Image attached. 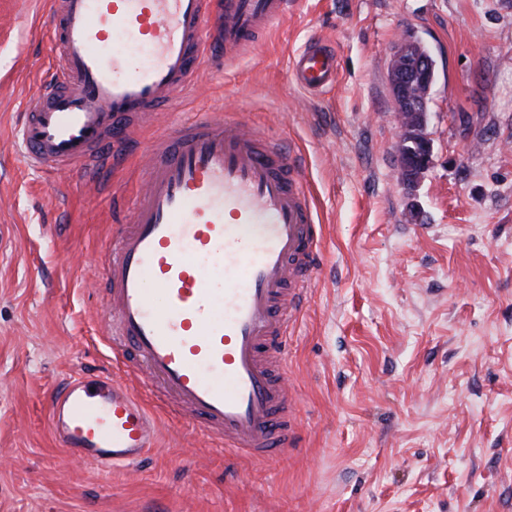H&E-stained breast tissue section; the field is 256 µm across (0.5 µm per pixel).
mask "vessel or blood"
<instances>
[{
    "instance_id": "1",
    "label": "vessel or blood",
    "mask_w": 512,
    "mask_h": 512,
    "mask_svg": "<svg viewBox=\"0 0 512 512\" xmlns=\"http://www.w3.org/2000/svg\"><path fill=\"white\" fill-rule=\"evenodd\" d=\"M289 0H52L60 58L24 105L20 156L36 169L112 163L133 121L169 111L207 56L235 50L288 14ZM336 52L311 39L295 83L336 81ZM128 226L105 248L100 314L114 349L225 451L272 463L296 419L284 379L288 330L311 292L322 227L295 159L221 112L174 124L144 152ZM51 434L108 475L158 444L157 418L106 372L72 375Z\"/></svg>"
}]
</instances>
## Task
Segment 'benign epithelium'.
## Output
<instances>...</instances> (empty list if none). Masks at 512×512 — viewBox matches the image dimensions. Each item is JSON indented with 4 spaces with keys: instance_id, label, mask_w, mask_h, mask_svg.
I'll use <instances>...</instances> for the list:
<instances>
[{
    "instance_id": "1",
    "label": "benign epithelium",
    "mask_w": 512,
    "mask_h": 512,
    "mask_svg": "<svg viewBox=\"0 0 512 512\" xmlns=\"http://www.w3.org/2000/svg\"><path fill=\"white\" fill-rule=\"evenodd\" d=\"M392 54L398 61L400 81L409 86L427 83L430 62L425 58L410 56V46L406 41L398 42ZM395 112L400 124L401 134L409 130L416 131L418 138L415 147L409 149L404 140H399L396 149L400 157L399 181L407 191H412L419 183L423 173L428 171L433 163V143L426 132L427 113L416 111L413 98H406L403 103L395 106Z\"/></svg>"
}]
</instances>
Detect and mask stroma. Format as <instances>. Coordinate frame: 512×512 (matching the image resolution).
<instances>
[{"label":"stroma","mask_w":512,"mask_h":512,"mask_svg":"<svg viewBox=\"0 0 512 512\" xmlns=\"http://www.w3.org/2000/svg\"><path fill=\"white\" fill-rule=\"evenodd\" d=\"M49 27L44 0H0V512H512V0H300L138 121L91 188L12 141L58 63ZM410 32L437 81L435 164L408 192L388 71ZM318 36L338 75L309 94L290 62ZM219 109L299 160L322 226L288 343L297 427L268 465L165 415L158 448L106 479L55 444L52 396L81 370L141 391L103 338L100 252L129 219L137 156Z\"/></svg>","instance_id":"35a3bbf8"}]
</instances>
